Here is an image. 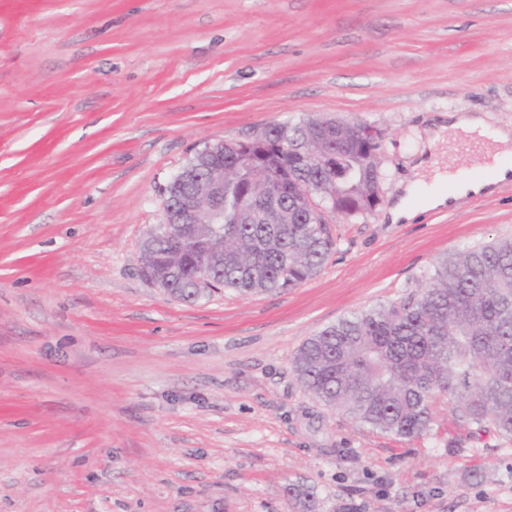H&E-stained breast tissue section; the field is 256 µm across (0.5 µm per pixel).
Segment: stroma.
Masks as SVG:
<instances>
[{
	"label": "stroma",
	"instance_id": "stroma-1",
	"mask_svg": "<svg viewBox=\"0 0 512 512\" xmlns=\"http://www.w3.org/2000/svg\"><path fill=\"white\" fill-rule=\"evenodd\" d=\"M512 128V0H0V512H512V441L400 439L308 394L305 339L512 234V183L385 212L448 113ZM312 114L383 133V201L297 288L138 274L207 142Z\"/></svg>",
	"mask_w": 512,
	"mask_h": 512
}]
</instances>
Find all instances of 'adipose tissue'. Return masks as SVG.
<instances>
[{
	"mask_svg": "<svg viewBox=\"0 0 512 512\" xmlns=\"http://www.w3.org/2000/svg\"><path fill=\"white\" fill-rule=\"evenodd\" d=\"M436 136H448L449 139L460 141L462 144L481 142L485 145L483 157L484 167L493 174L494 181L505 180L508 171L504 159L512 153V131L508 129L489 130L481 118L471 116L461 118L457 115H449L447 123L437 125ZM424 179L416 178L405 188V194L386 214V220L396 224L410 220L415 211L411 205V199L415 195H422L426 208L436 209L446 206L448 197L436 191H425Z\"/></svg>",
	"mask_w": 512,
	"mask_h": 512,
	"instance_id": "ef3b65f1",
	"label": "adipose tissue"
}]
</instances>
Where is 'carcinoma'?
<instances>
[{
	"mask_svg": "<svg viewBox=\"0 0 512 512\" xmlns=\"http://www.w3.org/2000/svg\"><path fill=\"white\" fill-rule=\"evenodd\" d=\"M320 119L272 123L248 152L216 140L213 153H193L164 187L163 213L192 193L194 176L222 159L234 173L224 183V216L239 220L203 224L199 236L177 244L160 227L150 231L140 255H151L155 269L174 270L166 293L196 301L221 288L241 295L283 291L320 272L333 238L294 198L310 192L349 216L366 207L369 183L382 178L373 162L382 144L354 138L346 124L336 127L325 167L295 164L296 145L325 150L309 140ZM268 185L282 192L286 224L263 220L260 198ZM218 244L224 260L202 263ZM293 367L309 394L373 431L433 437L444 409L454 423L512 439V236L460 249L438 262L422 292L322 329L303 342Z\"/></svg>",
	"mask_w": 512,
	"mask_h": 512,
	"instance_id": "1",
	"label": "carcinoma"
}]
</instances>
